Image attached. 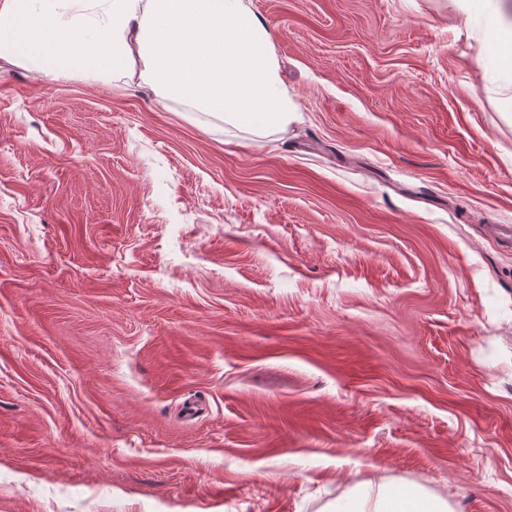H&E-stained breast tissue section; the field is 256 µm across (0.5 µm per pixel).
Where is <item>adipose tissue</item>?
<instances>
[{
  "instance_id": "adipose-tissue-1",
  "label": "adipose tissue",
  "mask_w": 512,
  "mask_h": 512,
  "mask_svg": "<svg viewBox=\"0 0 512 512\" xmlns=\"http://www.w3.org/2000/svg\"><path fill=\"white\" fill-rule=\"evenodd\" d=\"M0 60L54 80L118 76L256 135L296 110L280 84L268 28L249 0H0ZM343 512H450L412 490L365 487Z\"/></svg>"
}]
</instances>
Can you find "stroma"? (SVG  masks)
Returning <instances> with one entry per match:
<instances>
[{"label": "stroma", "mask_w": 512, "mask_h": 512, "mask_svg": "<svg viewBox=\"0 0 512 512\" xmlns=\"http://www.w3.org/2000/svg\"><path fill=\"white\" fill-rule=\"evenodd\" d=\"M256 136L0 60V512H512V75L452 0H250ZM336 512H451L448 503L412 490L386 488L373 492L365 487L354 492Z\"/></svg>", "instance_id": "stroma-1"}]
</instances>
